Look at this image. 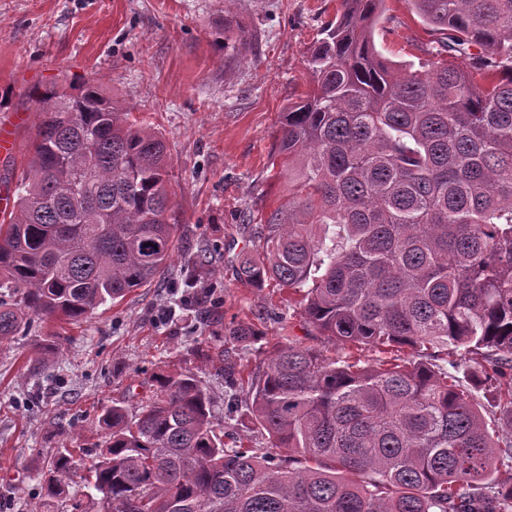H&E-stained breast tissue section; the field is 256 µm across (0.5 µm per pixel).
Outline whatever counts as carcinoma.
<instances>
[{"label": "carcinoma", "mask_w": 512, "mask_h": 512, "mask_svg": "<svg viewBox=\"0 0 512 512\" xmlns=\"http://www.w3.org/2000/svg\"><path fill=\"white\" fill-rule=\"evenodd\" d=\"M385 0H341L283 113L288 204L267 214L239 279L301 295L339 350H412L361 366L291 343L250 379L261 456L224 447L211 394L159 373V395L114 404L88 468L102 512H512V460L463 372L494 386L512 434V0H407L444 59L421 70L377 50ZM477 52H471L472 48ZM40 113L29 166L0 217V342L34 315L76 321L153 282L174 250L164 138L128 121L100 79L25 93ZM225 335L248 342L246 324ZM47 368L58 337L35 343ZM451 350L459 360L433 363ZM81 469L61 448L48 491Z\"/></svg>", "instance_id": "obj_1"}]
</instances>
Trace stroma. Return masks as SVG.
<instances>
[{
	"label": "stroma",
	"instance_id": "35a3bbf8",
	"mask_svg": "<svg viewBox=\"0 0 512 512\" xmlns=\"http://www.w3.org/2000/svg\"><path fill=\"white\" fill-rule=\"evenodd\" d=\"M338 0H0V117L20 114L16 148L0 165L28 162L40 117L24 93L54 81L101 78L131 119L162 133L170 152L171 211L178 226L170 271L99 306L77 322L34 317L27 334L0 343V512H100L73 484L50 498L45 477L57 449H80L92 463L104 445L97 418L112 404L137 408L156 396L160 372L196 377L211 392L226 447L263 448L248 419L246 376L266 361L262 346L281 337L298 346L331 343L300 314V296L236 275L253 226L288 200L277 133L288 105L308 88L305 59ZM436 36L405 0H386L374 40L399 64L430 59ZM208 273L185 288L198 257ZM245 323L258 347L225 338ZM59 334L60 354L32 369L36 339ZM242 357L247 373L228 411L222 362Z\"/></svg>",
	"mask_w": 512,
	"mask_h": 512
}]
</instances>
